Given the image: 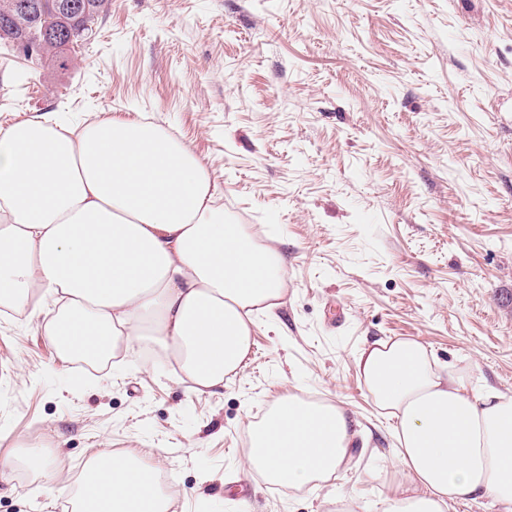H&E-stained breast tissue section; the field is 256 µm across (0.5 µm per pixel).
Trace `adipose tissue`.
<instances>
[{"label": "adipose tissue", "instance_id": "obj_1", "mask_svg": "<svg viewBox=\"0 0 512 512\" xmlns=\"http://www.w3.org/2000/svg\"><path fill=\"white\" fill-rule=\"evenodd\" d=\"M286 283L272 245L224 215L210 170L183 140L142 120L62 132L26 119L0 132V306L38 312L63 361L107 359L150 341L195 390L244 366L258 313ZM366 389L397 422L396 461L411 487L382 512H447L487 496L512 504V396L467 392L465 374L415 339L377 342L356 360ZM338 405L280 398L250 429L244 467L293 490L335 473L355 445ZM81 512H169L136 457L95 456Z\"/></svg>", "mask_w": 512, "mask_h": 512}]
</instances>
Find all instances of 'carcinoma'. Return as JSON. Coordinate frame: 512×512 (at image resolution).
<instances>
[{
	"label": "carcinoma",
	"instance_id": "carcinoma-1",
	"mask_svg": "<svg viewBox=\"0 0 512 512\" xmlns=\"http://www.w3.org/2000/svg\"><path fill=\"white\" fill-rule=\"evenodd\" d=\"M22 2L0 0V40L23 45L25 55L37 64L49 61L65 69L68 59L60 39L82 37L88 24L104 12L106 0H78L81 6L76 11L58 9L57 0H34L31 9Z\"/></svg>",
	"mask_w": 512,
	"mask_h": 512
}]
</instances>
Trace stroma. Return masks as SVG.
<instances>
[{
	"label": "stroma",
	"mask_w": 512,
	"mask_h": 512,
	"mask_svg": "<svg viewBox=\"0 0 512 512\" xmlns=\"http://www.w3.org/2000/svg\"><path fill=\"white\" fill-rule=\"evenodd\" d=\"M76 65L0 46V131L145 118L189 144L284 259L238 374L199 393L134 346L62 361L41 315L0 313V512H58L102 451L166 478L170 512H380L409 485L394 422L356 366L415 339L512 395V0H108ZM288 393L361 424L327 480L286 491L244 461L250 427Z\"/></svg>",
	"instance_id": "1"
}]
</instances>
